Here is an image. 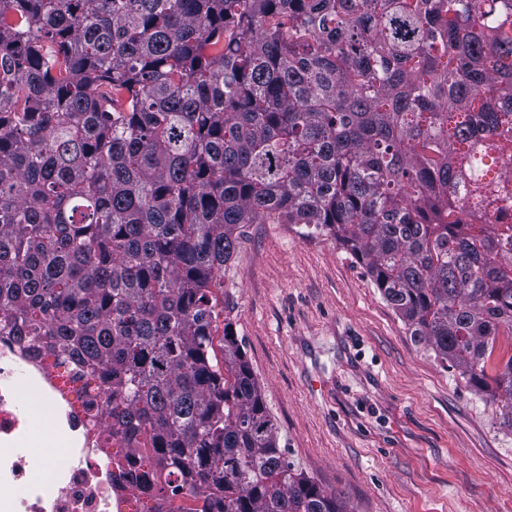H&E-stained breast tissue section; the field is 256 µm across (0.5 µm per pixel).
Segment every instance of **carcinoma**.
<instances>
[{
    "instance_id": "obj_1",
    "label": "carcinoma",
    "mask_w": 512,
    "mask_h": 512,
    "mask_svg": "<svg viewBox=\"0 0 512 512\" xmlns=\"http://www.w3.org/2000/svg\"><path fill=\"white\" fill-rule=\"evenodd\" d=\"M512 0H0V336L82 382L148 512H347L216 291L329 235L512 424Z\"/></svg>"
}]
</instances>
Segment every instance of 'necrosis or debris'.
<instances>
[{"instance_id":"obj_1","label":"necrosis or debris","mask_w":512,"mask_h":512,"mask_svg":"<svg viewBox=\"0 0 512 512\" xmlns=\"http://www.w3.org/2000/svg\"><path fill=\"white\" fill-rule=\"evenodd\" d=\"M31 391L50 408L45 435H37L20 405ZM59 442L66 459L54 464L39 443ZM110 449L92 444L89 418L51 361L23 356L0 337V512H135V484L112 482ZM51 469L49 486L34 480Z\"/></svg>"}]
</instances>
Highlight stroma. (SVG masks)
<instances>
[{
    "label": "stroma",
    "instance_id": "stroma-1",
    "mask_svg": "<svg viewBox=\"0 0 512 512\" xmlns=\"http://www.w3.org/2000/svg\"><path fill=\"white\" fill-rule=\"evenodd\" d=\"M224 289L280 449L350 512H512V424L334 239L246 225Z\"/></svg>",
    "mask_w": 512,
    "mask_h": 512
}]
</instances>
